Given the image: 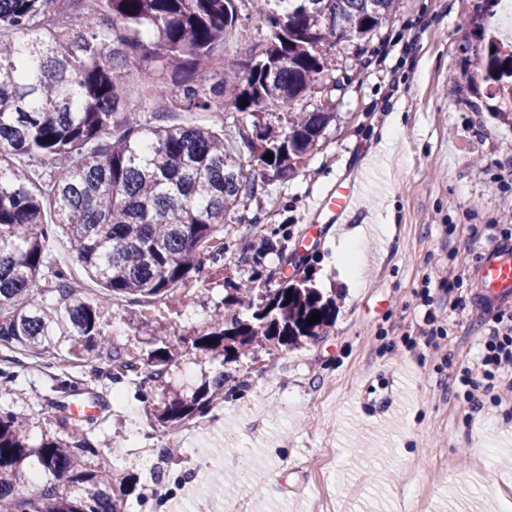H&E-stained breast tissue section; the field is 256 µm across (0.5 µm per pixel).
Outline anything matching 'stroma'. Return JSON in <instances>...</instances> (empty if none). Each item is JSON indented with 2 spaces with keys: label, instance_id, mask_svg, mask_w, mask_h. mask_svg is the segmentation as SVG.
Masks as SVG:
<instances>
[{
  "label": "stroma",
  "instance_id": "1",
  "mask_svg": "<svg viewBox=\"0 0 512 512\" xmlns=\"http://www.w3.org/2000/svg\"><path fill=\"white\" fill-rule=\"evenodd\" d=\"M494 17L493 0H398L367 46L369 66L349 69L334 95L336 119L318 150L290 179L241 202L218 236L223 259L206 263L190 299L106 305L102 335L129 354L160 319L171 338L194 335L216 306L232 313L226 290L249 277L241 258L264 237L305 256L313 287L335 289L325 336L228 364L250 383L214 411L218 436H197L189 423L172 438L147 436L153 404L131 386L114 401L111 383L62 346L42 357L0 347V366L15 374L0 387V410L26 419L32 441L64 439L76 421L60 417L68 396L58 383L84 384L102 405L87 436L128 478V512H181L183 497L214 486L225 500L247 499L249 512H317L322 500L329 512H504L512 417L490 406L464 411L456 396L457 372L475 363L496 313L481 303L475 267L501 238L492 223L512 213V127L476 77L480 33L495 31ZM355 170L367 175L368 223H310L312 199ZM347 237L360 252L354 279L336 260ZM50 254L84 296L100 295L65 237ZM448 264L462 277L456 310L439 284ZM435 325L449 330L439 357L427 346ZM212 371L190 351L167 383L186 394ZM195 453L224 466L190 475ZM159 479L172 489L162 501L152 493Z\"/></svg>",
  "mask_w": 512,
  "mask_h": 512
}]
</instances>
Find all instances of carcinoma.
<instances>
[{
  "instance_id": "carcinoma-1",
  "label": "carcinoma",
  "mask_w": 512,
  "mask_h": 512,
  "mask_svg": "<svg viewBox=\"0 0 512 512\" xmlns=\"http://www.w3.org/2000/svg\"><path fill=\"white\" fill-rule=\"evenodd\" d=\"M395 2L0 0V342L26 355L55 341L99 373L89 353L105 344L100 310L116 298L163 300L221 256L224 248L210 247L227 217L260 182L293 176L335 120L328 105H316L323 82L343 88L332 49L345 42L362 56ZM253 16L268 35L243 61L221 66L220 49ZM488 48L478 69L501 102L498 116L512 123V40L492 34ZM133 71L141 74L135 98ZM200 72L214 83L197 81ZM228 109L236 113L229 129L217 120ZM168 112L215 120L171 125ZM237 139L248 157L229 148ZM57 232L103 288L98 300L83 297L50 260ZM277 257V287L256 285L255 269L224 299L249 314L217 308L206 329L178 346L154 335L143 340L142 361L111 346L106 378L137 383L146 399L160 396L154 429L171 436L206 416L228 381L246 387L248 376L224 372L245 352L297 348L333 324L336 292L312 287L287 246ZM315 313L320 320L307 323ZM183 348L218 361L214 377L189 398L158 392ZM28 430L19 416L0 413V509L127 512L112 451L84 438L32 444ZM29 465L32 489L19 492L15 479Z\"/></svg>"
}]
</instances>
